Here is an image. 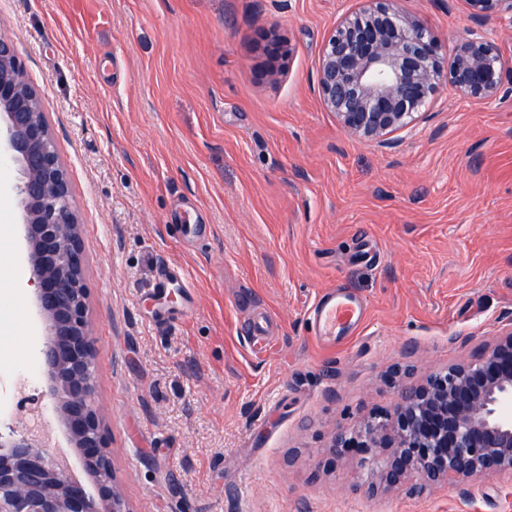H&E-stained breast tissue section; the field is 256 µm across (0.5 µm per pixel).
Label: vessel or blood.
Wrapping results in <instances>:
<instances>
[{
    "instance_id": "1",
    "label": "vessel or blood",
    "mask_w": 512,
    "mask_h": 512,
    "mask_svg": "<svg viewBox=\"0 0 512 512\" xmlns=\"http://www.w3.org/2000/svg\"><path fill=\"white\" fill-rule=\"evenodd\" d=\"M309 317L314 323L317 340L332 345L361 326L364 310L351 292L329 288L320 294Z\"/></svg>"
}]
</instances>
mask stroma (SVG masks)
Listing matches in <instances>:
<instances>
[{"label":"stroma","instance_id":"obj_1","mask_svg":"<svg viewBox=\"0 0 512 512\" xmlns=\"http://www.w3.org/2000/svg\"><path fill=\"white\" fill-rule=\"evenodd\" d=\"M361 0H0V34L37 87L83 229L94 405L133 512H512V483L356 493L332 434L394 407L403 384L470 358L512 322V18L465 0H397L440 42L471 33L508 70L484 104L444 86L383 143L323 107L322 46ZM292 56L260 71L269 38ZM182 224L211 226L206 240ZM172 280L152 289L162 270ZM27 265L0 192V284ZM328 288L365 308L318 343ZM274 320L273 347L245 331ZM30 285L0 321V422L43 397Z\"/></svg>","mask_w":512,"mask_h":512}]
</instances>
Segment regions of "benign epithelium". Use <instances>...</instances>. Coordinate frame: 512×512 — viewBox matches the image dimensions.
<instances>
[{"instance_id":"obj_1","label":"benign epithelium","mask_w":512,"mask_h":512,"mask_svg":"<svg viewBox=\"0 0 512 512\" xmlns=\"http://www.w3.org/2000/svg\"><path fill=\"white\" fill-rule=\"evenodd\" d=\"M470 17L512 19V0H465ZM507 63L488 40L459 43L450 66L426 23L395 0H364L325 41L318 92L343 130L383 142L408 127L445 84L482 102L495 99ZM18 198L26 264L45 323L39 365L51 408L95 478L97 497L60 469L36 432L0 426V512H132L112 472L94 407L95 356L84 287L81 225L67 169L41 97L11 41L0 38V169ZM331 463L358 459L365 494L454 483L470 494L477 478L512 482V323L481 351L421 382L407 383L390 411H370L333 436Z\"/></svg>"}]
</instances>
